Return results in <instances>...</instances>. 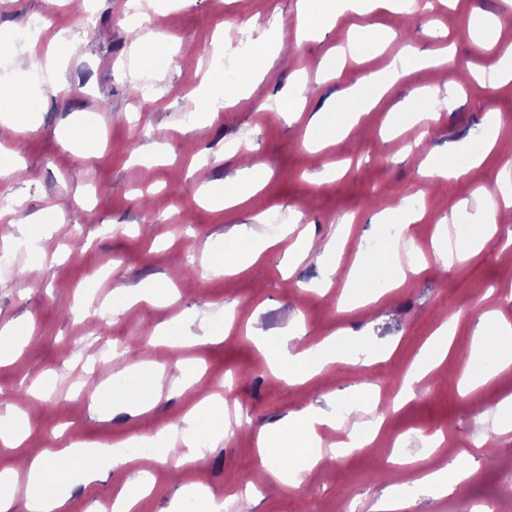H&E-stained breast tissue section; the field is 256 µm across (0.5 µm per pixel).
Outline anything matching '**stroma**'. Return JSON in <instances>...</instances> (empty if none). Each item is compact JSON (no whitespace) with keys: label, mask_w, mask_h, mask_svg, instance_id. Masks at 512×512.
I'll list each match as a JSON object with an SVG mask.
<instances>
[{"label":"stroma","mask_w":512,"mask_h":512,"mask_svg":"<svg viewBox=\"0 0 512 512\" xmlns=\"http://www.w3.org/2000/svg\"><path fill=\"white\" fill-rule=\"evenodd\" d=\"M423 2L404 17L386 10L344 16L303 43L286 38L265 80L242 79L245 98L199 122L186 107V94L202 85L224 92L225 60L241 67L255 51L246 43L220 45V30L246 21L260 33L275 21L293 26L299 0H151L144 31L166 39L171 53L157 73L138 77L130 70L131 0H89L94 24L88 28L69 0H0V86L21 89L13 98L0 95V123L15 112L30 114L33 122L22 134L0 126V161L14 170L0 179V198L7 202L0 208V252L15 261L10 274H0V327L20 323L32 331L29 343L0 365V417L20 413L28 420L22 447L0 453V472L20 469L24 457L79 436L113 443L182 428L202 394L223 392L227 435L206 441L204 463L184 469L179 478L156 465L153 489L138 510L183 512L190 502L195 512H204L208 501L223 497L228 477L259 469L260 427L304 407L343 410L359 385L395 397L421 346L450 320L457 331L447 368L390 413L375 444L325 459L303 489L266 483L233 512H342L347 501L355 512H372L380 498L400 488L386 458L395 440H406L408 451L417 454L423 436L438 431L473 475L445 495H425L407 483L400 489L416 501L409 512H467L470 504L496 499L512 512V432L492 433L473 407L477 400L512 396V367L481 386L476 398L462 396L459 387L464 367L476 373L485 368L464 361L483 295L491 289L512 295V261L501 251L512 233V215L499 214L500 227L479 254L448 268L431 258L438 226L448 223L452 240H461L455 227L460 216L480 206L477 188L492 187L502 164L512 160V83L469 79L489 60L469 35L472 16L493 15L505 26L512 24V9L501 0ZM370 23L384 34L381 47L362 62L329 71L327 61L337 60L353 29ZM445 49L447 62L410 70L341 140L317 150L307 146L311 115L342 88L394 57ZM290 87L295 95L289 100L283 93ZM451 87L458 93L453 109L411 127L391 125L392 113L427 108L430 95ZM264 102L274 104V111L261 110ZM283 109L291 110V119L280 117ZM491 112L498 124L488 122ZM82 120L99 132L96 155L89 159L71 135ZM485 139L493 148L459 178L430 180L418 171L420 159L469 157ZM250 146L272 173L262 190L234 207L201 204V183L221 191L237 181ZM194 164L201 167L195 177L188 173ZM382 195L394 204L420 199L422 219L394 236L390 225L374 221ZM15 215L41 217V237L32 249L16 247ZM273 215L279 225H270ZM289 223L308 230L319 245L339 225H349L333 287L322 288L324 271L312 257L283 271L279 246L252 270L206 274L203 257L221 252L239 225L276 237ZM394 240L401 243L403 262L426 257L430 263L403 288L381 294L371 316L346 302L347 274L365 245L374 244L379 256ZM153 281L175 288L177 298L163 306L134 305L111 317L114 290ZM88 301L105 315L106 328L83 315ZM188 318L196 332L227 319L233 327L216 342L160 346L155 327ZM297 326L306 330L300 339L306 347L349 332L350 351L388 342L395 349L387 361L338 364L290 385L266 371L251 333L259 329L276 338ZM154 359L165 363L170 377L202 364L204 379L177 393L162 389L147 413L119 411L103 418L93 406L97 394L131 361ZM39 380L47 383L41 397H18L19 388ZM135 473L123 466L91 483L79 472L67 477L64 512H87L95 502L109 506ZM196 488L203 492L197 500L191 496Z\"/></svg>","instance_id":"1"}]
</instances>
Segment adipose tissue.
<instances>
[{"label":"adipose tissue","mask_w":512,"mask_h":512,"mask_svg":"<svg viewBox=\"0 0 512 512\" xmlns=\"http://www.w3.org/2000/svg\"><path fill=\"white\" fill-rule=\"evenodd\" d=\"M412 65V60L396 59L383 71L369 73L343 88L338 94L335 106L322 108L312 116L307 127L310 143L332 142L347 133L360 115L370 108L373 100L404 76ZM481 195L488 200L489 205L483 210L482 223L477 233L454 246L450 244L447 232H439L433 240L434 253L439 260H447L454 253L474 255L483 248L490 231L498 227L497 208L491 203L492 197L500 196L505 207H512V172L502 171L494 188L482 189ZM273 245V240L256 237L248 225H241L233 243L224 252L214 255L210 269L215 273L245 272ZM311 256L317 257L322 263L325 279H332L338 266L335 242L330 241L319 247L313 238L299 237L289 251L285 252L283 262L290 266ZM406 278V268L394 254L389 253L377 260L357 263L347 286L357 305L368 306L374 301L370 283L397 288ZM454 338V325L446 324L421 348L414 365V383H421L426 375L444 363L454 344ZM257 343L272 375L291 384L305 383L331 365L348 360L344 344L333 340L325 342L317 349L300 348L287 338L272 341L261 336ZM471 358L475 361L488 358L492 365L478 375L464 373L460 386L467 394L487 383L501 370L512 366V326L499 319L494 312L481 313L471 342ZM123 375L127 383L126 391L117 396L108 391L101 392L98 397L99 407L108 409L119 403L132 412L146 410L159 394L162 365L153 362L128 367ZM359 409L367 416L368 427L352 430L348 441L337 443V452L359 450L375 440L386 417V408L381 407L378 395L369 394L360 403ZM183 422L182 429L162 430L148 438L133 437L123 445L76 441L62 451L47 450L27 462L23 474L27 477L26 493L21 497L16 494L20 474L14 471L0 472V512H63L67 493L56 468V461L63 454L76 457L78 464L84 469V479L89 483L96 480L101 472L129 463L128 450L132 447H151L153 460L171 464L176 471L187 464L203 461L205 455L198 443L199 436L205 434L215 440L224 437L222 399H203L184 417ZM338 425L332 411L307 408L290 414L279 423L259 428L257 445L263 456L262 466L265 472L291 488H301L307 475L322 458L323 430ZM276 449L291 454L303 451L304 456L296 473H282L273 464L271 456Z\"/></svg>","instance_id":"adipose-tissue-1"}]
</instances>
